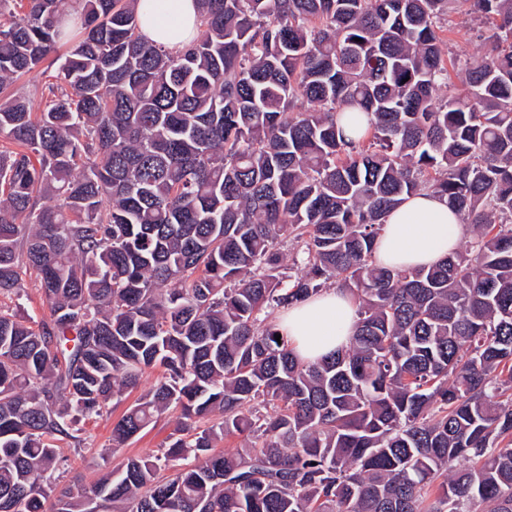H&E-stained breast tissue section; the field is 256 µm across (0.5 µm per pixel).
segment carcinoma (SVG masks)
Here are the masks:
<instances>
[{
  "label": "carcinoma",
  "mask_w": 512,
  "mask_h": 512,
  "mask_svg": "<svg viewBox=\"0 0 512 512\" xmlns=\"http://www.w3.org/2000/svg\"><path fill=\"white\" fill-rule=\"evenodd\" d=\"M135 2L0 0V299L49 311L0 302V512H512V0H197L178 53ZM452 10L489 49L437 104ZM417 191L469 249L376 265ZM332 285L356 333L304 362L274 314ZM149 370L112 448L165 446L58 488ZM53 71L42 72L41 70L30 75L24 76L19 79L11 89L14 92L29 95L35 105V112H37V104L39 103L38 95H34L35 89H41L47 83L54 82ZM26 287L21 300L16 301V303L21 304V312L25 315L28 314L37 321L48 317V310L42 305L37 288H34L32 284H27ZM176 414L171 412L159 415L156 422L129 441L123 448L112 453L106 466L115 468L129 457L144 456L156 451L176 426Z\"/></svg>",
  "instance_id": "obj_1"
}]
</instances>
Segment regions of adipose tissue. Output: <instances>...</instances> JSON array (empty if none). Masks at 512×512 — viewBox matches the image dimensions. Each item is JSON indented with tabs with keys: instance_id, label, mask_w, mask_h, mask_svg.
I'll use <instances>...</instances> for the list:
<instances>
[{
	"instance_id": "obj_1",
	"label": "adipose tissue",
	"mask_w": 512,
	"mask_h": 512,
	"mask_svg": "<svg viewBox=\"0 0 512 512\" xmlns=\"http://www.w3.org/2000/svg\"><path fill=\"white\" fill-rule=\"evenodd\" d=\"M137 14L142 36L175 53L190 43L199 27L196 0H138ZM464 231L444 202L420 191L388 214L374 259L402 270L430 266L458 247ZM355 310L350 296L334 288L285 308L276 324L291 339L297 356L313 362L348 345Z\"/></svg>"
}]
</instances>
